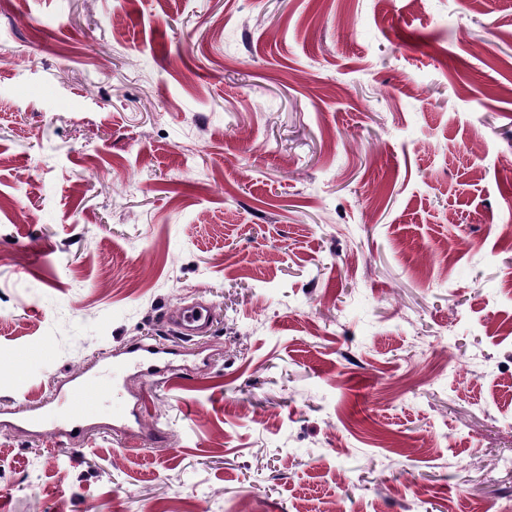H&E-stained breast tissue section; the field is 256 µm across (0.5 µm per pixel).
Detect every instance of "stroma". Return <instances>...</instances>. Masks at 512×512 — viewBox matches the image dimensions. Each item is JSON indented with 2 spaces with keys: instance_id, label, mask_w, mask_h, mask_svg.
I'll return each instance as SVG.
<instances>
[{
  "instance_id": "1",
  "label": "stroma",
  "mask_w": 512,
  "mask_h": 512,
  "mask_svg": "<svg viewBox=\"0 0 512 512\" xmlns=\"http://www.w3.org/2000/svg\"><path fill=\"white\" fill-rule=\"evenodd\" d=\"M505 224L512 0H0V512H512ZM167 323L176 328L179 334L185 336L206 333L211 326L210 314L202 307L181 309L169 315ZM170 354V350L156 342H138L125 346L113 355V373H119L125 366L137 369L143 377L156 374V364ZM103 392L102 380L86 372L80 373L72 382L60 388L55 397L56 407L64 411L67 419L60 420L54 410L56 416L54 436L67 438L74 433V430L79 431L82 427L78 422L94 416Z\"/></svg>"
}]
</instances>
